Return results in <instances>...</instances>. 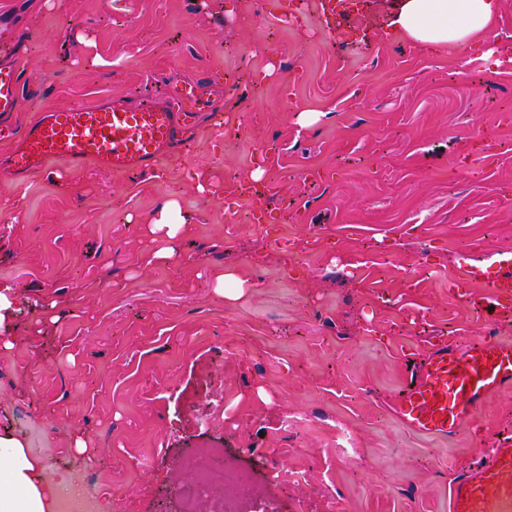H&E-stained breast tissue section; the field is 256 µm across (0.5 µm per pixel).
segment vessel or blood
Here are the masks:
<instances>
[{"instance_id":"vessel-or-blood-1","label":"vessel or blood","mask_w":512,"mask_h":512,"mask_svg":"<svg viewBox=\"0 0 512 512\" xmlns=\"http://www.w3.org/2000/svg\"><path fill=\"white\" fill-rule=\"evenodd\" d=\"M24 45L19 27L0 18V120L21 112L25 98L15 59ZM220 109L207 77L176 85L164 98L147 97L131 104L107 98L95 104L50 109L20 127L15 149L0 164L11 181L61 162L73 170L94 164L115 173L151 172L169 153L185 148L197 134L201 116ZM476 309L512 314V259L499 262L485 291L467 296ZM420 361L409 362L405 387L395 410L411 429L431 435L458 432L486 401L512 390V345L494 334L460 343L432 336ZM448 512H512V438L488 448L474 466L449 482Z\"/></svg>"}]
</instances>
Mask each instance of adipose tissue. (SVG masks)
Masks as SVG:
<instances>
[{
    "instance_id": "ef3b65f1",
    "label": "adipose tissue",
    "mask_w": 512,
    "mask_h": 512,
    "mask_svg": "<svg viewBox=\"0 0 512 512\" xmlns=\"http://www.w3.org/2000/svg\"><path fill=\"white\" fill-rule=\"evenodd\" d=\"M501 0H404L390 26L423 51L483 46ZM61 487L43 477L42 461L14 435H0V512H56Z\"/></svg>"
}]
</instances>
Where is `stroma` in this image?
Returning a JSON list of instances; mask_svg holds the SVG:
<instances>
[{"instance_id":"obj_1","label":"stroma","mask_w":512,"mask_h":512,"mask_svg":"<svg viewBox=\"0 0 512 512\" xmlns=\"http://www.w3.org/2000/svg\"><path fill=\"white\" fill-rule=\"evenodd\" d=\"M294 3L0 0L24 34L18 124L202 75L224 114L155 173L0 182V433L48 482L181 512L175 486L217 448L253 470V512H448L453 475L512 436V390L446 436L389 405L424 337L512 344V320L450 286L512 255V57L425 54L391 33L401 0L333 22ZM258 168L262 194H243ZM170 198L189 223L154 263ZM218 269L246 280L240 300ZM215 291L225 299L236 300L244 294L245 281L231 271H217L214 275Z\"/></svg>"}]
</instances>
